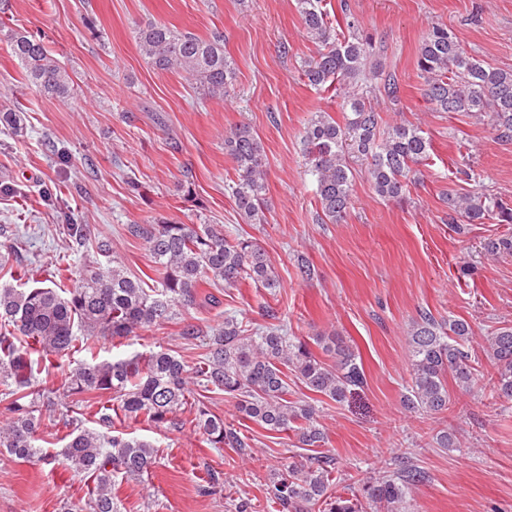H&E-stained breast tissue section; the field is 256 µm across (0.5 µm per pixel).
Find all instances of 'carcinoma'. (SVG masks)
<instances>
[{"label":"carcinoma","instance_id":"cac0c4a2","mask_svg":"<svg viewBox=\"0 0 512 512\" xmlns=\"http://www.w3.org/2000/svg\"><path fill=\"white\" fill-rule=\"evenodd\" d=\"M296 9L307 37L320 46L316 55L301 62V76L317 90L336 84L341 98L343 120L317 111L301 136L306 172L316 185L321 208L317 218L338 224L351 206L353 164L365 167L377 196L397 202L428 160L431 141L414 124L381 130L382 117L371 103V81L381 80L392 100L398 98L399 82L384 72L372 38L351 13L343 9L339 16L331 14L322 0H296ZM135 42L156 69L183 75L206 97L221 98L233 89L235 67L224 54V34L219 31L205 39L154 21L135 30ZM8 43L11 56L41 92L62 99L71 96L73 79L49 53L41 34L14 32ZM417 71L424 97L436 111L485 114L495 139L512 142V68L487 65L452 30L434 27L419 47ZM23 132L20 111H0V133ZM224 151L236 165L230 190L239 213L250 224L262 223L267 183L261 142L241 124L224 136ZM486 219L512 224V205L481 191L448 194V223L480 224ZM64 221L72 242L84 246L85 228L78 216L69 212ZM129 233L145 243L154 259L155 288L130 277L107 241L96 244L106 264L70 266L58 273L72 282L70 288L42 286L24 269L17 272L15 284L0 288V382L6 386L8 414L7 422L0 424V448L33 465L56 463L57 455L43 450L38 441L43 413L59 412L68 429L60 456L73 475H89L95 481L88 512H119L112 482L147 472L155 464L156 451L146 439L110 434L114 424L106 412L99 415L98 427L85 426L81 406L90 394H115L124 417H144L157 427L176 429L182 424L178 412L190 404L193 387L218 390L238 399L239 413L269 432L292 430L307 447L324 442L315 409L286 399L287 378L291 371L308 390L337 402L351 388L363 386L359 355L334 332L314 341L334 359L331 365L296 336L279 328L253 329L226 313L223 323L206 331L184 325L183 339L207 337V352L194 366L170 351L152 350L125 359L82 362L66 373L62 394L47 387L53 356L91 353L95 338L136 336L146 327L176 319L180 309L199 300L220 304L211 293L199 297L202 285L235 288L249 279L270 290L279 287L265 251L251 240L229 239L222 224H131ZM19 254L17 241L1 242L0 271L13 272L8 262ZM471 336L465 321L445 324L429 312L419 314L409 332L406 408L427 414L448 410L450 371L460 386L471 388L473 367L464 349ZM487 342L496 367L493 388L498 397L512 402V325L498 328ZM34 354L38 358H32ZM193 422L212 448L248 447L232 426L204 405H194ZM332 470L326 456L290 463L273 475L268 494L286 512H311L320 503L327 504V512H409L408 495L425 479L416 466L402 462L390 475L367 478L361 498L350 500L329 495Z\"/></svg>","mask_w":512,"mask_h":512}]
</instances>
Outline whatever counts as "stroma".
<instances>
[{
	"mask_svg": "<svg viewBox=\"0 0 512 512\" xmlns=\"http://www.w3.org/2000/svg\"><path fill=\"white\" fill-rule=\"evenodd\" d=\"M348 5L363 30L384 47V71L397 76L398 100L378 95L384 124L420 126L432 150L404 200L377 196L364 169L354 173L353 202L344 221L321 224L315 184L306 174L301 135L313 112L339 106L299 76L317 46L305 33L295 0H0V111L24 113L22 136L0 134V228L23 249V263L45 279L57 270L96 261L108 239L129 274L152 275L153 258L127 232L131 224L171 220L221 224L265 249L280 286L243 281L217 307L194 305L181 319L142 329L124 340L98 339L100 358L167 349L197 364L202 340L185 341L184 323L220 324L225 313L256 328L278 324L310 341L334 331L359 353L363 387L341 402L288 381V398L314 407L327 440L300 448L295 436L270 433L242 418L221 391L196 399L233 426L245 448L210 447L180 411L182 428L124 419L115 396L85 404L94 415L112 410L116 430L151 441L156 462L139 478H117L112 496L121 512H281L267 493L275 471L314 454L333 458V495L352 498L361 481L409 458L429 475L412 488L411 512H512V403L492 388L487 336L512 323V253L490 255L489 240L512 236V224L487 221L455 229L446 195L481 189L512 204V143L496 140L486 117L435 111L417 76L419 45L435 26L493 67H512V0H326ZM161 20L206 38L224 34L237 73L225 98L202 99L174 72L154 69L134 40L136 26ZM41 33L78 90L74 99L41 93L10 57L6 30ZM250 127L266 155V221L246 223L229 186L235 164L224 134ZM473 180H465V173ZM139 184L130 191L129 181ZM79 214L84 247L69 239L62 216ZM308 260L302 277L298 258ZM460 319L473 334L465 348L475 380L470 390L449 382L448 411L415 413L403 405L410 383L409 326L420 311ZM456 437L439 447L441 432ZM218 484H210V475ZM94 483L58 465L33 466L0 452V512H62L84 506Z\"/></svg>",
	"mask_w": 512,
	"mask_h": 512,
	"instance_id": "obj_1",
	"label": "stroma"
}]
</instances>
